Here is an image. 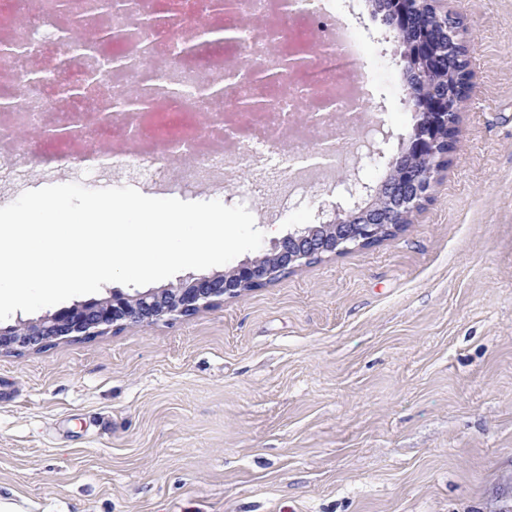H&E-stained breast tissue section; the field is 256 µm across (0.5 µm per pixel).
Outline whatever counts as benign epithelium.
Masks as SVG:
<instances>
[{"instance_id": "7a95c632", "label": "benign epithelium", "mask_w": 512, "mask_h": 512, "mask_svg": "<svg viewBox=\"0 0 512 512\" xmlns=\"http://www.w3.org/2000/svg\"><path fill=\"white\" fill-rule=\"evenodd\" d=\"M439 0H390L389 18L398 32L407 30L410 5L425 7L437 16ZM109 8L118 12L136 13L143 25L153 30L158 26L157 11L145 0H109ZM214 13L233 16L244 10L243 0H211ZM237 28L226 25L211 27L203 36L208 41L230 43ZM123 39L121 31L110 26L102 28L94 40H74L71 46L82 51L95 49ZM462 42L454 25L444 24L431 38L409 39L406 51L397 64L412 68L415 80L403 90V102L411 111L413 120L410 146L397 155L388 154L385 145L392 132L384 129L385 121L372 125L379 139L372 141L358 165L337 180L333 188L340 202L331 205L332 216L288 234L276 242L270 252L240 264L231 271L201 276L183 282L176 288L148 290L133 295L112 292L110 296L42 316L32 321H18L15 325L0 327V352L18 348L41 350L50 343L75 336L101 333L109 327L152 323L167 315L189 316L226 297H235L243 291L263 287L294 268L318 260L325 254H340L377 244L402 227L406 219L427 198L431 180L442 160L440 147L448 142L446 134L456 129L459 105L448 100L435 89L431 81L434 70L441 68L443 57H453ZM328 57L330 49L324 45L313 51ZM309 50H291L287 53L288 70L294 74L310 66ZM259 87V94L239 103L248 112H264L271 105L266 90L275 88L280 73L269 68L245 67ZM373 169H384L386 175L376 188L372 203L361 208H345L348 203L371 190L362 176L363 164Z\"/></svg>"}]
</instances>
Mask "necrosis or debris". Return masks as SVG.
<instances>
[{
	"label": "necrosis or debris",
	"mask_w": 512,
	"mask_h": 512,
	"mask_svg": "<svg viewBox=\"0 0 512 512\" xmlns=\"http://www.w3.org/2000/svg\"><path fill=\"white\" fill-rule=\"evenodd\" d=\"M165 19L162 29L153 32L156 48L149 54H135L130 41L119 44L123 56L134 59L135 67H147L149 76L140 93L146 101L141 110L113 108L112 73L106 53L97 56L101 80L82 98H69L64 89L82 76V56L70 51L61 38V24L53 14L30 17L25 39L15 35L14 17L0 15V174H17L24 149L14 144V123L47 129L54 114H63L68 122L86 131L88 141H62L53 157L60 165H69L73 156L87 152L90 142L105 145L106 157L113 166L125 168L167 186L164 155L188 158L189 166L180 174L183 186L207 185L223 179L238 166L248 167L262 176L261 183H247L243 201L256 202L261 194L277 193L287 184L285 204L302 193L323 192L334 182L337 167L353 164L357 156L343 148L350 137L351 125L338 124L341 113L363 118L359 105L362 96L354 79L359 56H341L339 61L322 60L309 78L285 77L268 111L254 115L237 112L238 103L253 96L255 87L248 80H233L222 105H215L196 94L195 86L220 80L231 65L239 61L247 47L270 42L263 26H245L236 43L225 45L223 52L202 45L192 67H185L182 40L175 29L194 25L208 14L207 0H160ZM311 36L320 43L335 45L337 39L355 41L354 29L343 25L336 0H317L313 11L303 14ZM40 57L42 87L18 96L14 93L15 74L29 59ZM330 95L336 109L311 114L315 96ZM100 112L112 115L108 125L96 123ZM318 148L331 144L334 157L325 167L307 170L298 144Z\"/></svg>",
	"instance_id": "obj_1"
}]
</instances>
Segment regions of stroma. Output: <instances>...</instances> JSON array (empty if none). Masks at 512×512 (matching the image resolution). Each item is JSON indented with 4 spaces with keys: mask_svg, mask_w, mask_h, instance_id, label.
Masks as SVG:
<instances>
[{
    "mask_svg": "<svg viewBox=\"0 0 512 512\" xmlns=\"http://www.w3.org/2000/svg\"><path fill=\"white\" fill-rule=\"evenodd\" d=\"M407 148L403 46L337 0ZM470 50L456 147L408 224L191 316L0 354V501L19 512H512V0H442ZM0 180V207L77 182L238 202L250 176L167 190L111 165ZM262 251L317 204L252 205Z\"/></svg>",
    "mask_w": 512,
    "mask_h": 512,
    "instance_id": "1",
    "label": "stroma"
}]
</instances>
